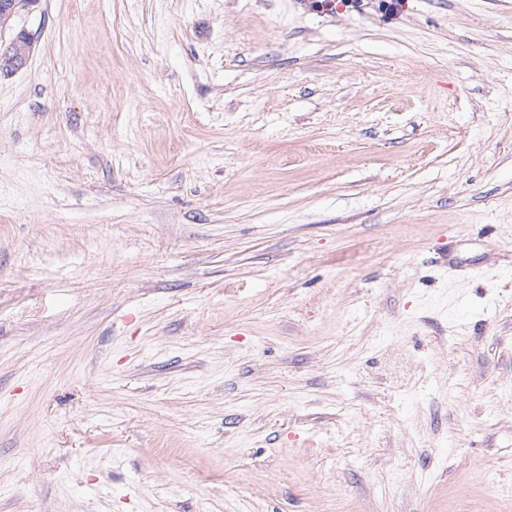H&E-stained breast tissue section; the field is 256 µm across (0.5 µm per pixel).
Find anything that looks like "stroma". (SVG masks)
<instances>
[{"mask_svg": "<svg viewBox=\"0 0 512 512\" xmlns=\"http://www.w3.org/2000/svg\"><path fill=\"white\" fill-rule=\"evenodd\" d=\"M18 23L0 512H512V0Z\"/></svg>", "mask_w": 512, "mask_h": 512, "instance_id": "stroma-1", "label": "stroma"}]
</instances>
